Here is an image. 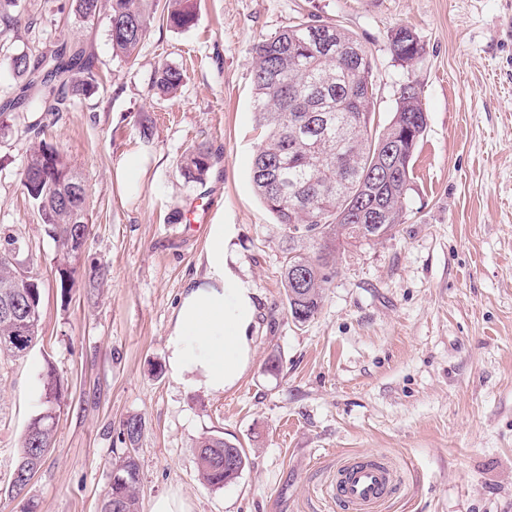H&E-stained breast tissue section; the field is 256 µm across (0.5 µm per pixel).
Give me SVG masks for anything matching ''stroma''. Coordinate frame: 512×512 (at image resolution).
Here are the masks:
<instances>
[{"mask_svg": "<svg viewBox=\"0 0 512 512\" xmlns=\"http://www.w3.org/2000/svg\"><path fill=\"white\" fill-rule=\"evenodd\" d=\"M16 12L0 37V101L19 89L11 56L62 39L87 47L101 84L45 129L90 191L72 288L56 281L61 254L21 185L32 142L21 131L0 139V228L42 283L43 336L24 359L0 360V488L52 368L65 398L28 487L36 512H97L131 416L143 422L140 512L170 493L188 512H344L330 492L336 466L370 454L402 475L382 512H512V0H197L195 26L155 19L131 62L113 55L107 17L84 21L72 0H19ZM309 19L341 24L369 51L378 123L410 83L427 126L404 224L340 251L317 315L300 325L281 283V229L250 175L252 49ZM400 24L424 46L411 64L389 50ZM163 65L186 74L176 96L154 86ZM200 143L215 154L201 184L179 168ZM130 152L149 164L126 198L112 169ZM196 203L207 224L185 221ZM211 223L230 225L234 270L258 301L254 363L219 394L178 382L166 349L184 288L205 273ZM99 264L110 275L93 288L87 271ZM207 434L249 458L221 489L199 476Z\"/></svg>", "mask_w": 512, "mask_h": 512, "instance_id": "35a3bbf8", "label": "stroma"}]
</instances>
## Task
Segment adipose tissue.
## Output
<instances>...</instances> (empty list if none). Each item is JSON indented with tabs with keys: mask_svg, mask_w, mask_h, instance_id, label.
<instances>
[{
	"mask_svg": "<svg viewBox=\"0 0 512 512\" xmlns=\"http://www.w3.org/2000/svg\"><path fill=\"white\" fill-rule=\"evenodd\" d=\"M231 237L226 225H209L206 275L183 291L166 340L173 376L210 393L236 387L255 353L257 292L233 270Z\"/></svg>",
	"mask_w": 512,
	"mask_h": 512,
	"instance_id": "adipose-tissue-1",
	"label": "adipose tissue"
}]
</instances>
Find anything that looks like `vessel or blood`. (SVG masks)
Returning a JSON list of instances; mask_svg holds the SVG:
<instances>
[{"mask_svg": "<svg viewBox=\"0 0 512 512\" xmlns=\"http://www.w3.org/2000/svg\"><path fill=\"white\" fill-rule=\"evenodd\" d=\"M397 481L396 471L383 459L349 457L337 466L332 490L347 512H381Z\"/></svg>", "mask_w": 512, "mask_h": 512, "instance_id": "b4317fda", "label": "vessel or blood"}]
</instances>
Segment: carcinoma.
<instances>
[{"label":"carcinoma","mask_w":512,"mask_h":512,"mask_svg":"<svg viewBox=\"0 0 512 512\" xmlns=\"http://www.w3.org/2000/svg\"><path fill=\"white\" fill-rule=\"evenodd\" d=\"M76 13L87 20L104 13L115 56L137 58L154 21L155 0H72ZM195 0H168L166 24L176 29L195 25ZM316 19L291 25L253 47V84L256 121L263 130L254 155L251 180L257 196L282 227L285 242L282 285L292 319L305 324L318 313L323 290L336 274V250L378 240L404 223V206L413 172V158L427 119L420 97L399 92L390 121L374 125L375 87L372 58L360 40L339 24L322 22L325 38L313 39ZM411 27L401 25L391 35L393 57L408 62L423 51L410 37ZM354 45L362 52L356 68L336 66V48ZM10 65L20 78L18 98L0 106V138L15 132L20 116L28 113L24 132L38 133L45 113L68 109L70 101L91 95L98 88L92 55L83 46L62 41L49 51L19 53ZM185 80L183 70L163 65L155 72V87L176 93ZM396 149V174L380 179L377 161L389 148ZM212 149L199 144L181 159L180 169L190 182L205 180L212 166ZM21 180L37 207L48 236L61 249L69 248L79 231L86 230V210L76 214L62 202L80 175L71 160L41 140L27 156ZM369 203L392 210V221L373 230L356 213L363 190ZM10 299L19 310L16 320L0 317V357H24L43 340L40 328L42 285L25 283L14 263L0 252V303ZM48 408L28 425L15 470L35 475L52 447L57 408L61 407V382L53 368L44 380ZM141 420L131 417L121 425L123 441L135 445ZM199 474L203 481L222 488L233 481L224 473V454L237 460L239 470L248 465L244 449L220 435H206L198 443ZM112 481L101 499L100 512H139L140 465L124 453L111 461ZM28 483L7 494L18 501L20 512H35L34 502L19 494Z\"/></svg>","instance_id":"carcinoma-1"}]
</instances>
